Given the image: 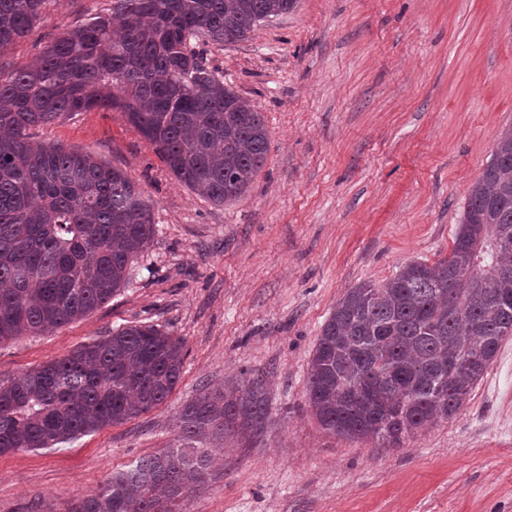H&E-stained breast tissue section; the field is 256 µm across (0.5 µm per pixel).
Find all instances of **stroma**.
I'll list each match as a JSON object with an SVG mask.
<instances>
[{
	"label": "stroma",
	"instance_id": "1",
	"mask_svg": "<svg viewBox=\"0 0 512 512\" xmlns=\"http://www.w3.org/2000/svg\"><path fill=\"white\" fill-rule=\"evenodd\" d=\"M109 0H49L0 72L33 61ZM206 63L263 116L269 148L238 200L181 184L122 112L33 128L34 140L122 169L156 233L127 283L83 319L0 345L9 383L112 330L183 343L162 405L55 448L0 455V512H65L176 446L182 407L243 371L269 402L252 441H211L181 512H512V337L458 415L385 448L329 434L306 399L309 360L344 292L448 256L470 187L512 127V0H295Z\"/></svg>",
	"mask_w": 512,
	"mask_h": 512
}]
</instances>
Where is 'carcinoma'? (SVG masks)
Masks as SVG:
<instances>
[{
	"mask_svg": "<svg viewBox=\"0 0 512 512\" xmlns=\"http://www.w3.org/2000/svg\"><path fill=\"white\" fill-rule=\"evenodd\" d=\"M46 0H0V51L26 36ZM294 0H112L31 63L0 73V344L92 313L127 281L155 234L153 206L119 168L45 146L30 129L61 115L118 110L175 178L221 205L264 164L268 134L198 41H244ZM512 128L471 187L448 257L413 261L346 291L309 363L322 428L398 448L455 417L512 335ZM460 369L448 375V356ZM181 341L119 328L0 384V455L53 448L163 404L180 381ZM268 417L264 374L206 392L180 412V441L74 500L67 512H176L212 463L213 439L248 441Z\"/></svg>",
	"mask_w": 512,
	"mask_h": 512,
	"instance_id": "obj_1",
	"label": "carcinoma"
}]
</instances>
